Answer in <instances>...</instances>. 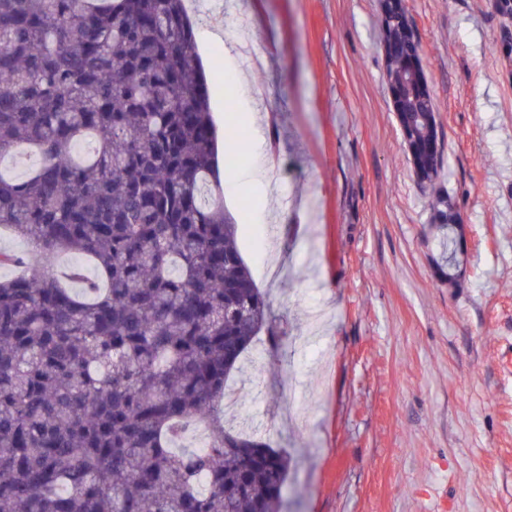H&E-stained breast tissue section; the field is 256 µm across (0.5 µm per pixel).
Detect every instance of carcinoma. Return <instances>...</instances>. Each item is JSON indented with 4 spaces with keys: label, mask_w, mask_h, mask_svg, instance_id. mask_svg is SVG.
<instances>
[{
    "label": "carcinoma",
    "mask_w": 512,
    "mask_h": 512,
    "mask_svg": "<svg viewBox=\"0 0 512 512\" xmlns=\"http://www.w3.org/2000/svg\"><path fill=\"white\" fill-rule=\"evenodd\" d=\"M387 84L417 130L432 96L406 82L383 27ZM217 132L184 0H0V512H282L290 460L224 428V395L270 330L224 211ZM430 206L438 268L459 263L452 208ZM62 253L88 255L68 282ZM205 447L179 445L194 424Z\"/></svg>",
    "instance_id": "carcinoma-1"
}]
</instances>
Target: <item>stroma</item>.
<instances>
[{"label":"stroma","mask_w":512,"mask_h":512,"mask_svg":"<svg viewBox=\"0 0 512 512\" xmlns=\"http://www.w3.org/2000/svg\"><path fill=\"white\" fill-rule=\"evenodd\" d=\"M224 209L274 335L226 428L289 454L288 512H512V50L490 0H407L442 162L420 188L392 109L381 0H186ZM275 152L272 179L261 175ZM462 222L440 281L428 201Z\"/></svg>","instance_id":"35a3bbf8"}]
</instances>
